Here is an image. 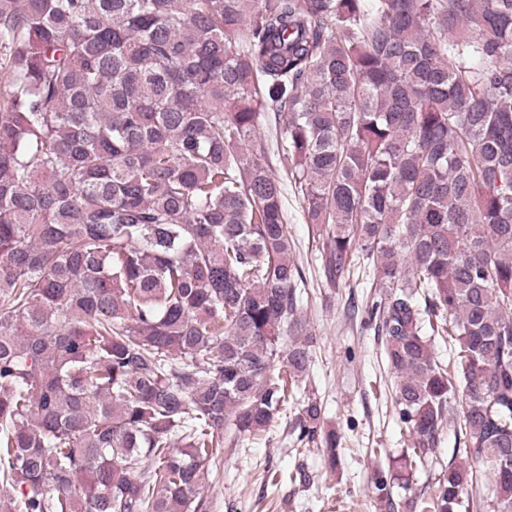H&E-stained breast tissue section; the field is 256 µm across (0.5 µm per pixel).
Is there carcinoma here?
Masks as SVG:
<instances>
[{"label":"carcinoma","mask_w":512,"mask_h":512,"mask_svg":"<svg viewBox=\"0 0 512 512\" xmlns=\"http://www.w3.org/2000/svg\"><path fill=\"white\" fill-rule=\"evenodd\" d=\"M0 69L3 512H206L306 390L275 163L327 284L379 288L395 479L454 440L385 512H512V0H0ZM440 472V466L436 464H430L428 467L418 470L412 477H410L409 490L407 496L412 495L413 497L418 496L427 489L429 485H432L436 481Z\"/></svg>","instance_id":"carcinoma-1"}]
</instances>
